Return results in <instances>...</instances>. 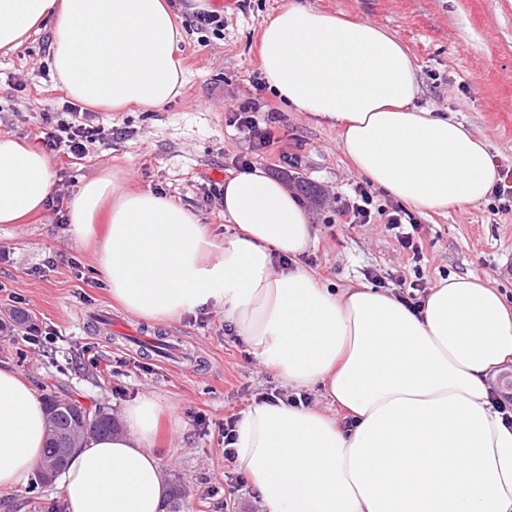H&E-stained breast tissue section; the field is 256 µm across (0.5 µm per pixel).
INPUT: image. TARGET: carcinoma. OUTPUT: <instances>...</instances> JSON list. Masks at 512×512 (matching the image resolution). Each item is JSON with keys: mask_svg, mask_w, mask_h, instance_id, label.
<instances>
[{"mask_svg": "<svg viewBox=\"0 0 512 512\" xmlns=\"http://www.w3.org/2000/svg\"><path fill=\"white\" fill-rule=\"evenodd\" d=\"M46 406L49 433L41 459L43 466L37 468L32 482L36 488L56 479L57 474L50 466L58 464L60 469H65L72 448L87 435V430L78 426V419L71 409L64 407L62 400L49 397L46 399ZM89 417L96 418L93 425L96 434H106L119 429L117 419L105 408L96 406L89 409Z\"/></svg>", "mask_w": 512, "mask_h": 512, "instance_id": "obj_1", "label": "carcinoma"}]
</instances>
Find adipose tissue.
<instances>
[{
  "instance_id": "ef3b65f1",
  "label": "adipose tissue",
  "mask_w": 512,
  "mask_h": 512,
  "mask_svg": "<svg viewBox=\"0 0 512 512\" xmlns=\"http://www.w3.org/2000/svg\"><path fill=\"white\" fill-rule=\"evenodd\" d=\"M51 24L68 95L114 112L159 108L184 83L183 33L167 0H0V49ZM258 67L288 106L340 128L357 172L425 212L485 200L487 146L461 122L417 112L411 57L392 35L289 0L263 25ZM52 162L0 136V224L42 214ZM232 237L106 171L68 204V232L96 245V279L145 323L219 308L263 365L295 390L322 387L344 413L257 402L236 424L235 466L263 512H512V423L490 379L512 360V304L486 280L451 275L421 305L356 283L321 284L299 258L316 240L294 193L260 165L224 182ZM160 407L144 395L124 427L87 436L60 476L67 512H163ZM46 413L36 387L0 367V490L39 464Z\"/></svg>"
}]
</instances>
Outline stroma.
I'll use <instances>...</instances> for the list:
<instances>
[{
  "label": "stroma",
  "mask_w": 512,
  "mask_h": 512,
  "mask_svg": "<svg viewBox=\"0 0 512 512\" xmlns=\"http://www.w3.org/2000/svg\"><path fill=\"white\" fill-rule=\"evenodd\" d=\"M286 0H233L223 7L224 31L186 28L181 45L186 83L172 103L144 110L97 112L95 122L111 133L81 160L52 154L56 192L71 199L81 182L108 170L128 186L153 190L200 212L224 235L214 184L240 172L242 161L260 163L270 175L287 171L288 186L305 180L317 186L302 202L312 216L316 243L302 265L330 288L370 283L372 274L396 280L423 277L426 284L454 274H476L512 302V201L451 208L443 213L410 210L418 224L423 258L400 252L386 218L397 199L372 189V220L346 223L337 204L324 195H348L361 176L344 156L337 126L319 123L288 107L269 89L258 67L259 35L265 19ZM343 18H360L395 36L415 65L417 109L448 116L488 146L496 172L512 170V0H298ZM52 29L32 32L22 46L0 51V136L39 144L43 112H58L66 100L49 66ZM256 100L276 111L278 144L251 153L242 133L230 125L231 108ZM296 165H289V158ZM0 321L26 311L37 327L55 332L42 351L20 336L0 333V365H9L41 395L77 398L113 414L143 394L164 411L185 419V430L159 427L158 454L170 483L181 484L189 512H262L251 486H228L234 463L224 458L219 427L240 417L259 393L280 381L250 346L225 323L221 309H206L181 321L147 326L125 314L95 280L94 253L77 244L67 225L51 212L27 224H0ZM112 324L103 333L101 323ZM94 348L118 361L100 373L85 356ZM201 415L204 425L188 421ZM60 485L38 490L23 485L0 491V512H64Z\"/></svg>",
  "instance_id": "35a3bbf8"
}]
</instances>
